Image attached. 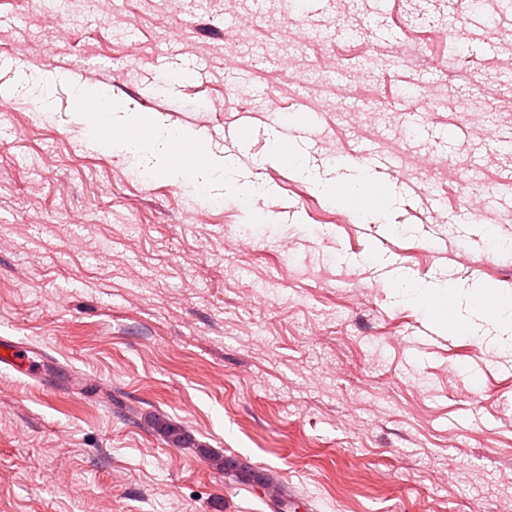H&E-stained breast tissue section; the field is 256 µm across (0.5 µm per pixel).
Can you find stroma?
Instances as JSON below:
<instances>
[{
    "label": "stroma",
    "instance_id": "1",
    "mask_svg": "<svg viewBox=\"0 0 512 512\" xmlns=\"http://www.w3.org/2000/svg\"><path fill=\"white\" fill-rule=\"evenodd\" d=\"M303 4L0 0V336L83 379L0 369V512H276L213 453L312 512H512V350L446 326L512 297V8ZM87 88L233 166L203 193L158 152L96 151ZM215 465L221 469L224 468L225 474L235 475L246 483H258L260 485H266L272 481L271 477L267 474L260 473L249 465L241 463L233 457H225L224 461L216 459Z\"/></svg>",
    "mask_w": 512,
    "mask_h": 512
}]
</instances>
